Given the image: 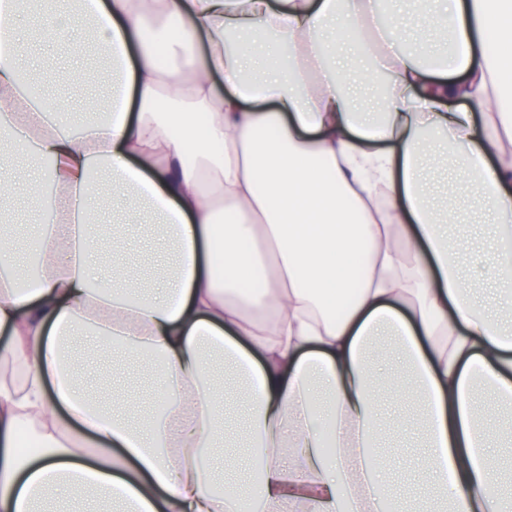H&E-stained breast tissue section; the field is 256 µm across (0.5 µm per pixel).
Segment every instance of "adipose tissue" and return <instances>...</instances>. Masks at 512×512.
I'll use <instances>...</instances> for the list:
<instances>
[{"label":"adipose tissue","instance_id":"1","mask_svg":"<svg viewBox=\"0 0 512 512\" xmlns=\"http://www.w3.org/2000/svg\"><path fill=\"white\" fill-rule=\"evenodd\" d=\"M401 44L378 0H81L16 25L0 0V153L50 155L28 183L56 190L40 225L43 272L31 277L0 235V512L95 493L124 512H385L377 423L388 341L406 374L387 393L417 398L427 479L411 498L431 512H512V476L475 392L512 404V0H418ZM78 41L121 67L107 116H61L17 81L33 38ZM391 77L377 110L343 84L357 59ZM450 174L435 185L440 167ZM163 225L170 255L157 288L121 262L92 258L126 243L102 236L97 183ZM490 225L492 251L462 269L436 206L460 185ZM148 355L165 418L130 422L129 393L100 405L76 378L71 337ZM242 384L249 466L223 482L197 449L221 447L218 370ZM36 442L21 453V431Z\"/></svg>","mask_w":512,"mask_h":512}]
</instances>
